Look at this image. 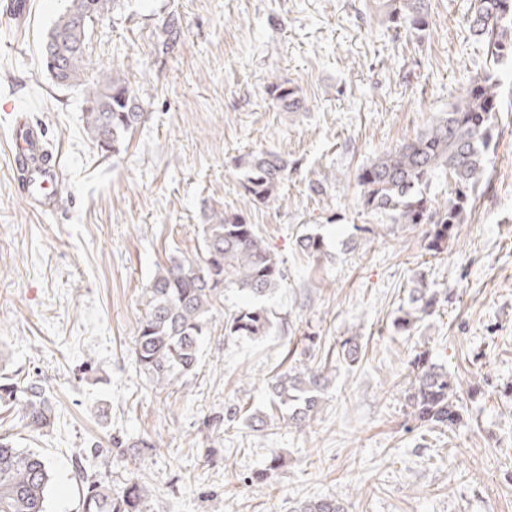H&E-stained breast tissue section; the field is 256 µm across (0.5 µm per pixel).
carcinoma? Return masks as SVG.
<instances>
[{
  "label": "carcinoma",
  "instance_id": "cac0c4a2",
  "mask_svg": "<svg viewBox=\"0 0 512 512\" xmlns=\"http://www.w3.org/2000/svg\"><path fill=\"white\" fill-rule=\"evenodd\" d=\"M120 0H67L65 10L48 29L44 43L62 36L65 55L43 67L59 86L78 88L83 95L84 130L102 153H120L126 138L142 122L145 112L130 83L105 66L93 71L88 53L94 26L119 7ZM389 21L415 31L426 30L425 0H388ZM468 29L484 46L490 59H512V0H472L466 17ZM162 52L181 43L174 15L162 20ZM499 82L487 71L470 81L462 100L452 105L431 127L363 166L357 174L362 205L388 214L394 224H432L426 249L440 252L448 237L466 220L489 156L498 136ZM266 94L281 112L305 108L297 88L271 82ZM448 177V200L439 204L428 187L439 176ZM288 177V161L276 151L250 156L240 187L249 204H264L275 197ZM299 248L309 254L325 253L324 239L305 235ZM202 263L177 257L158 268L146 288V309L140 318L133 356L136 367L153 387L163 390L198 365L200 342L209 324L215 296L234 288L253 301L224 319L229 336L262 337L274 327L268 310L260 305L283 281L280 262L240 211H212L202 225ZM410 301L417 314H429L437 304L436 291L420 282ZM357 337L342 340L313 366L290 367L268 384L270 409L295 405L288 425L302 430L310 425L329 384L334 361H359ZM413 377L404 400L417 423L453 429L463 420L456 400L457 381L448 369L423 350L411 360ZM0 406L16 413L29 427L49 431L55 425L54 402L42 383L0 376ZM50 466L38 452L18 448L0 437V512H47ZM148 489L130 479L120 490L93 481L82 492L81 512H142ZM292 512H344L333 496L299 503Z\"/></svg>",
  "mask_w": 512,
  "mask_h": 512
}]
</instances>
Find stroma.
Returning a JSON list of instances; mask_svg holds the SVG:
<instances>
[{"instance_id": "obj_1", "label": "stroma", "mask_w": 512, "mask_h": 512, "mask_svg": "<svg viewBox=\"0 0 512 512\" xmlns=\"http://www.w3.org/2000/svg\"><path fill=\"white\" fill-rule=\"evenodd\" d=\"M386 3L122 0L95 26L89 65L116 68L146 115L106 158L86 138L80 90L41 65L64 0H27L20 22L0 15V374L41 381L58 415L42 433L0 409V435L49 460V512H80L84 482L119 487L133 475L149 490L143 512H292L328 494L346 512H512V60L490 66L463 22L471 0H426L420 33L389 23ZM171 13L183 35L162 55ZM490 68L497 148L465 224L434 253L430 225L363 207L356 173ZM276 80L300 89L304 111L273 106L265 87ZM19 109L64 160L56 213L31 211L18 192ZM266 149L293 172L254 207L241 196L243 160ZM212 208L242 211L276 254L284 280L264 301L275 327L225 335V315L247 303L225 289L196 370L160 392L132 355L145 289L168 257L200 259ZM307 234L324 237L326 254L300 250ZM420 281L437 291L436 310L397 329ZM308 334L319 357L351 335L362 346L360 362L332 372L311 428L278 420L254 431L226 418L233 404L264 409L267 378ZM425 349L462 380L456 429L408 415L409 362ZM116 437L148 446L123 457Z\"/></svg>"}]
</instances>
